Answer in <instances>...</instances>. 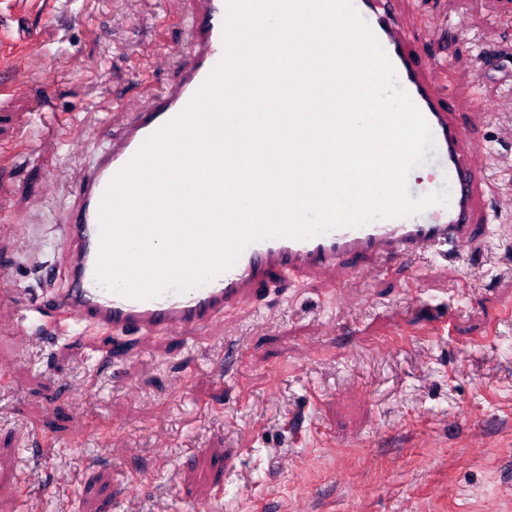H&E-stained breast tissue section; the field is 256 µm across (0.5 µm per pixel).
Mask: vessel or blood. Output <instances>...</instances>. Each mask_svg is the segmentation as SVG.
<instances>
[{"instance_id": "obj_1", "label": "vessel or blood", "mask_w": 512, "mask_h": 512, "mask_svg": "<svg viewBox=\"0 0 512 512\" xmlns=\"http://www.w3.org/2000/svg\"><path fill=\"white\" fill-rule=\"evenodd\" d=\"M353 5L387 54L398 84L431 130L434 147L427 159L435 174L433 186L448 189V205L357 227H338L310 238L262 239L247 245L232 267L187 291L169 289L137 299L100 285L96 278L99 209L108 185L150 136L187 107L223 58L226 0H199L192 19V42L184 53L178 82L148 100L125 104L129 122L109 149L79 176L74 218L63 236V245L71 253V286L54 298L55 307L76 323L92 322L116 334L182 338L197 330L214 329L224 314L242 311L254 292L279 275L319 270L342 274L353 262L379 259L397 264L427 252L466 260L477 252L476 186L482 173L475 155L479 144L473 141L463 114L425 83L421 58L395 25L389 0H353ZM507 55L512 56L510 42L485 46L482 74L501 73L503 81L512 86V68L501 64Z\"/></svg>"}]
</instances>
